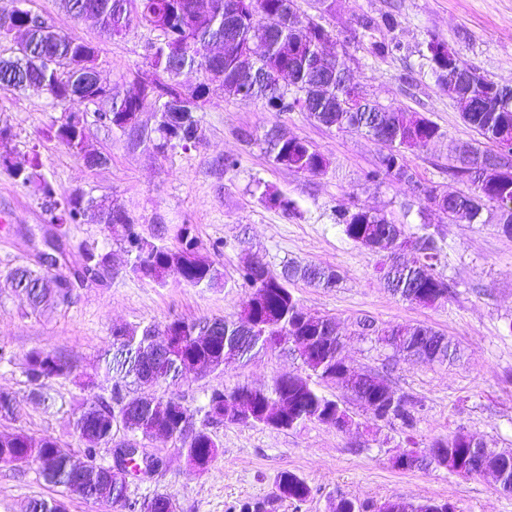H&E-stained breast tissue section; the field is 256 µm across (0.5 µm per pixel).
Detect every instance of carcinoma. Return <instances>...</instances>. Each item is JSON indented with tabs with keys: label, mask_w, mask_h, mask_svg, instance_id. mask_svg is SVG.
Here are the masks:
<instances>
[{
	"label": "carcinoma",
	"mask_w": 512,
	"mask_h": 512,
	"mask_svg": "<svg viewBox=\"0 0 512 512\" xmlns=\"http://www.w3.org/2000/svg\"><path fill=\"white\" fill-rule=\"evenodd\" d=\"M210 14L200 12V0H60L61 7L73 18L82 17L87 4L97 9V23L101 33L109 38L120 37L137 22L158 33V39L147 47V68L157 75L149 91L136 97L117 99L107 96L80 70L65 67L83 50L97 47L71 35L51 31L49 27L30 21L32 11L17 7L10 17L11 26L21 28L29 40L23 51L11 50L9 56L0 54V79L10 75L18 78L21 90L39 92L53 104L78 99L95 107L96 121L112 131L147 141L155 152L165 154L181 148L188 150L200 141L198 100L209 98L214 88L207 81L194 88H184L178 78L182 66L212 70L223 75L222 94L236 96L235 86L244 82L249 71L267 66L284 65L290 71V88L274 102L267 98L262 87L253 90L252 97L263 101L270 112H306L311 120L327 128L361 132L378 142L383 153L376 166L367 173L368 179L380 182H414L415 174L408 164L405 151L419 149L440 136L439 127L429 118L409 113L400 107H386L369 97L366 111L349 112L342 107L343 92L338 79L340 68L326 72L320 80L312 76L314 50L331 40V34L310 18L297 13V0H211ZM235 29L236 44L224 46L223 56L206 60L202 47L211 42H224L228 28ZM371 53L377 57L394 55L401 45L393 39L370 42ZM426 58L430 63L439 91L448 96L460 112L463 121L483 138L484 143L468 145L459 154V165L448 167V176L464 179L470 190L457 193L448 202L444 215L452 222L465 220L479 223L484 212H491L496 224L506 235H512V179L492 182L479 167L484 156L497 155L506 145L512 148V91L494 89L476 70L466 66L461 58H454L455 80L448 78V44L431 35L426 41ZM154 107L155 126L149 130L140 126L139 111L146 105ZM88 120L78 126L72 122V113L64 112L51 119L46 136L56 139L74 156L92 162V168L108 163V157L91 148L88 139ZM263 142L269 160L277 167L287 168L307 176L327 172L329 161L309 142L288 137L272 127L264 134ZM39 154L33 153L23 170L12 169L14 178L24 186H35L39 200L50 222L63 231L73 224L84 223L93 215L98 223L122 228L121 241L129 257L128 272L142 279L165 284L173 277L194 288H222L225 286L223 266L200 252L193 225L184 224L179 230L177 244L170 246L162 236L143 237L135 229L133 219L126 213H116L106 193L74 190L62 194L40 172ZM336 224L344 236L364 246L372 243L381 260L377 273L393 293L422 306L432 307L436 300H446L451 285L435 267L439 251L434 234L425 232L412 236L405 226L386 216L366 209L347 215L336 212ZM414 253V260L394 265L391 256L396 246ZM112 253L96 245L84 246L83 263L66 273L46 269L16 266L9 275L19 277L28 298L31 312L54 303H65L76 295L77 289L90 284H103L111 272ZM243 284L248 291L236 320H219L216 330L210 321L173 319L164 325L119 326L112 328V349L102 361L105 368L116 374L110 396H93L83 404L75 420V430L83 444L84 477L88 484L87 500L93 503H118L129 512H176L173 501L163 494L145 503L132 501L128 489L116 482H106L102 473L98 450L116 442L113 423L114 411L128 410L122 424L124 434L147 440L154 431L164 430L168 438L179 443L180 449L191 459L210 464L216 456L218 443L210 427L224 423H242L244 418L233 411H224V396L233 391L214 389L203 406L191 410L174 399L146 398L135 394V388L177 380L193 361L209 363V371L224 370L230 359H243L256 348H267L287 343L298 328V315L303 310L300 300L289 284L297 279L324 289L338 286L341 275L335 269L317 266L285 264L278 269L259 259L245 262ZM323 315L312 314L303 325L310 336L316 337L314 351L299 353L308 370L305 377L274 380L271 387L260 391L259 409L267 411L255 417L253 424L269 426V420L280 410V396L288 390V399L295 400V413L288 428L306 423H322L328 412L341 418L349 414L341 404L327 397L319 389L323 383L351 392L360 403H370L377 396V388L385 382L375 375H367L353 382H340L332 376L340 364L341 342L329 339L323 332ZM368 335L380 345L397 340L393 346L398 352L419 356L422 361H454L459 358L457 345L445 335L425 325H395L379 328L366 326ZM168 332L176 338L175 357L166 365L153 360L150 340ZM76 371L65 356L42 348L25 356L24 374L29 384L38 389L49 381L67 379ZM399 401L386 423L398 427L405 442L416 444V402L404 393H396ZM430 448H442L448 455L470 454V444L458 442L455 436L435 438ZM8 454L35 455L44 465L40 475L50 485L66 488L72 454L51 438L36 439L24 432L13 433ZM310 495L308 484L298 475L282 472L276 481L278 499L303 502ZM339 512H448V500H424L404 503L384 501L378 505L350 498L339 500Z\"/></svg>",
	"instance_id": "carcinoma-1"
}]
</instances>
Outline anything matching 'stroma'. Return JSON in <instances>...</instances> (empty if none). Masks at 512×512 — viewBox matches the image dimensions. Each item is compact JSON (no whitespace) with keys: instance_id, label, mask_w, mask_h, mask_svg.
I'll return each instance as SVG.
<instances>
[{"instance_id":"stroma-1","label":"stroma","mask_w":512,"mask_h":512,"mask_svg":"<svg viewBox=\"0 0 512 512\" xmlns=\"http://www.w3.org/2000/svg\"><path fill=\"white\" fill-rule=\"evenodd\" d=\"M298 3L301 16L331 31L328 51L337 52L365 93L383 105L420 113L439 127V138L407 154L418 181L466 192L465 183L449 180L447 169L462 146L480 137L437 89L424 57L425 42L429 35L438 36L485 79L512 87V0H335L328 13L318 0ZM28 7L56 30L98 47L96 67L113 94L134 92L133 76L145 69L146 47L155 32L134 25L126 35L108 39L95 23L74 20L59 0H30ZM389 14L403 50L379 58L371 54L358 20ZM87 109L77 100L54 105L38 93L0 85V125H10L15 133L12 160L23 164L31 153H39L42 174L59 191L108 194L145 237L159 234L172 245L181 225H193L204 250L214 251L228 284L206 290L173 278L159 285L123 274L126 255L118 234L92 222L61 233L47 222L32 188L0 165V346L14 356L13 363L0 365V390L15 396L14 416L0 419V433L22 430L51 437L80 455L75 413L84 399L108 395L112 388L101 356L112 344L113 325L237 318L245 296L239 273L246 260L259 257L276 268L297 262L341 273L340 284L331 290L301 280L291 289L307 312L334 318L342 355L356 372L379 374L417 402L420 445L465 431L488 447L512 450V236L494 223L448 221L425 209L411 184L369 181L380 144L355 131L319 125L302 112L277 114L261 102L217 94L198 114L202 137L196 148L165 155L145 143L131 145L93 122L89 142L109 161L91 170L44 133L51 117ZM274 126L325 155L327 173L310 177L273 166L263 135ZM227 156L237 158V167L216 170L217 161ZM265 192L293 200L296 216L261 201ZM354 207L386 215L411 233L430 228L440 248L439 271L453 289L448 300L425 307L392 295L376 271L378 256L348 240L335 222L337 209ZM48 239L60 241L65 268L82 262L84 245L104 248L118 276L106 285L79 289L71 304L29 313L7 275L18 265L36 266ZM365 320L380 327L430 326L456 343L460 356L451 363L426 364L393 354L361 335L359 324ZM35 348L68 357L91 377L92 387L59 379L50 383L45 399L36 398L22 373L25 354ZM304 373L301 360L268 348L224 370H191L178 383L147 387L143 393L173 398L195 410L212 389H265L278 375ZM321 390L353 417L347 430L320 423L290 430L220 424L211 429L218 455L200 474L191 470L174 441L149 440L144 448L160 465L151 477L130 485V499L158 493L171 497L178 512H234L243 502L271 498L277 476L290 471L307 482L311 495L302 503L274 501L273 512H332L342 497L376 503L448 499L458 512H512V495L499 491L492 477L456 476L434 466L393 468L392 457L405 449L400 430L376 420L350 393L331 384ZM54 494L36 465H0V512H27L31 499Z\"/></svg>"}]
</instances>
